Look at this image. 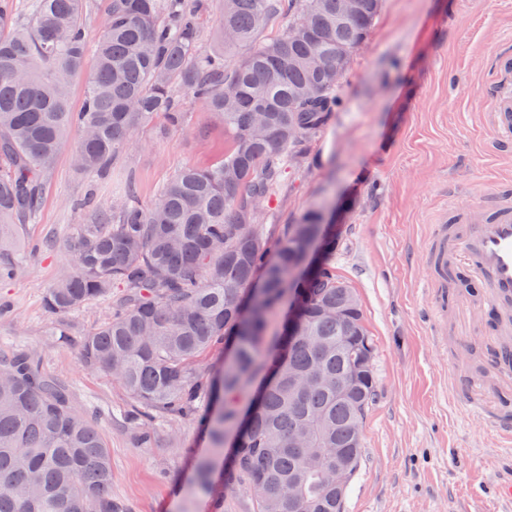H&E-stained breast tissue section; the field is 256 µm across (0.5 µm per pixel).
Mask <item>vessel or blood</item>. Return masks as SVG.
<instances>
[{
  "label": "vessel or blood",
  "instance_id": "b4317fda",
  "mask_svg": "<svg viewBox=\"0 0 512 512\" xmlns=\"http://www.w3.org/2000/svg\"><path fill=\"white\" fill-rule=\"evenodd\" d=\"M494 125L503 150L512 149V88L495 91ZM435 273L446 280L449 267H461L486 281L479 305L498 312L512 304V205L506 204L482 221L474 233L449 238L440 230L434 242ZM486 427L499 441L512 445V406L487 413Z\"/></svg>",
  "mask_w": 512,
  "mask_h": 512
}]
</instances>
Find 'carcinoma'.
<instances>
[{
	"mask_svg": "<svg viewBox=\"0 0 512 512\" xmlns=\"http://www.w3.org/2000/svg\"><path fill=\"white\" fill-rule=\"evenodd\" d=\"M276 2L222 0L218 25L235 39L220 48H249L228 70L199 49L186 0H112L75 115L67 90L88 48L85 0H31L24 20L0 7V241L6 225L38 219L71 124L78 170L99 175L154 115L171 128L185 123L174 85L203 102L229 138L224 155L179 171L148 206L131 187L111 209L85 201L90 223L65 243L74 267L49 285L44 308L68 336L63 318L112 300L109 316L78 341L82 363L122 386L143 429L196 417L214 454L233 439L226 482L245 481L258 512H342L337 498L348 489L336 492L321 472L338 460L360 469L376 380L353 364L374 340L362 309L347 326L321 313L351 286L336 273V234L320 213L266 237L257 203L340 107L335 85L300 96L324 83L309 60L349 63L380 0L339 23L343 0H298L300 17L257 44ZM229 341L218 375L201 373L203 356ZM315 364L349 385L288 383ZM1 371L12 381L0 385V512H125L112 500L109 448L95 418L74 410L68 386L17 349L0 350ZM303 427L312 434L304 455L290 444ZM293 479L303 494L290 503Z\"/></svg>",
	"mask_w": 512,
	"mask_h": 512,
	"instance_id": "1",
	"label": "carcinoma"
}]
</instances>
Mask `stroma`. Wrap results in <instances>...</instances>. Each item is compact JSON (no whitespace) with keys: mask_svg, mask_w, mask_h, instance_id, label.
<instances>
[{"mask_svg":"<svg viewBox=\"0 0 512 512\" xmlns=\"http://www.w3.org/2000/svg\"><path fill=\"white\" fill-rule=\"evenodd\" d=\"M511 37L512 0H382L347 66L340 110L306 155L289 161L259 214L270 237L314 210L334 225L336 270L375 340L377 398L345 512H512L495 495L512 478V447H500L479 419L503 380L485 362L484 313L462 312L450 283L441 285L442 308L429 292L438 215L449 235L472 233L478 215L512 193V154L497 152L487 95L493 57ZM183 109V127L155 117L98 177L76 171L74 139L63 144L38 222L11 225L5 239L6 257L23 264L0 284V349L37 353L45 374L69 384L74 408L97 418L112 456V497L126 512H257L246 484L226 486L228 460L212 456L196 421H156L142 440L124 416V389L82 363L76 337L108 315L110 301L68 315L66 336L54 335L43 307L47 287L73 264L64 241L85 220L81 200L108 207L132 184L147 204L182 168L223 153L224 128L208 109L191 97ZM452 186L459 194L447 212ZM472 403L479 414L470 418ZM206 459L212 481L198 493Z\"/></svg>","mask_w":512,"mask_h":512,"instance_id":"obj_1","label":"stroma"}]
</instances>
